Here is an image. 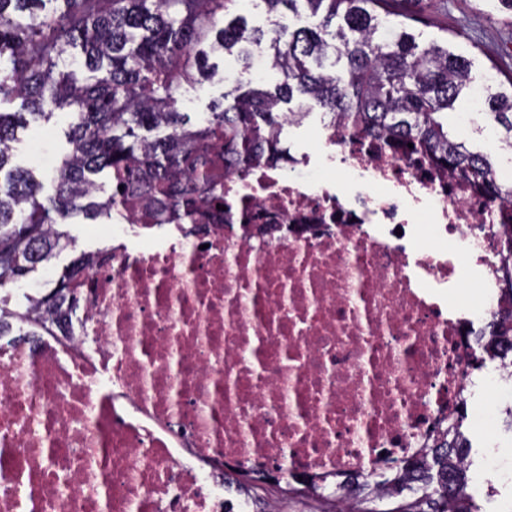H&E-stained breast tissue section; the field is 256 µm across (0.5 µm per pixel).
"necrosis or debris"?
<instances>
[{
    "mask_svg": "<svg viewBox=\"0 0 512 512\" xmlns=\"http://www.w3.org/2000/svg\"><path fill=\"white\" fill-rule=\"evenodd\" d=\"M224 205L136 246L124 212L70 328L0 337V512H224L225 471L365 474L455 413L476 323L512 303L511 206L342 126L225 171ZM463 257L468 317L448 298ZM496 228H502L504 239L501 241L500 272L502 281L507 286L503 288L506 295L512 300V222L510 224H496Z\"/></svg>",
    "mask_w": 512,
    "mask_h": 512,
    "instance_id": "4bbe7bcc",
    "label": "necrosis or debris"
}]
</instances>
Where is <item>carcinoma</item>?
<instances>
[{"mask_svg":"<svg viewBox=\"0 0 512 512\" xmlns=\"http://www.w3.org/2000/svg\"><path fill=\"white\" fill-rule=\"evenodd\" d=\"M239 0H0V289L15 284L75 246L67 226L81 217L140 211L145 227L190 230L223 213L226 169L245 170L266 154L286 159L281 110L298 99L331 123L422 152L512 204V185L488 180V156L448 127V115L480 93L481 115L505 130L512 152V78L473 84L470 62L433 40L407 32L399 0H259L269 26L231 16ZM304 6L318 23L298 26ZM261 51L281 81L248 88L226 107L211 105L193 123L179 111L184 84L209 79L211 54L234 55L248 68ZM71 117L69 150L49 175L51 191L30 169L11 166L18 128ZM106 174L115 192L101 195ZM123 189H118V186ZM503 229L500 272L512 298V223ZM112 250L80 254L50 289L27 296L22 311L0 303V336H26L62 324L75 281ZM475 344L489 357L512 356V309ZM459 408L418 456L390 459L378 473L304 477L288 491L336 503V512H479L467 471L471 446Z\"/></svg>","mask_w":512,"mask_h":512,"instance_id":"carcinoma-1","label":"carcinoma"}]
</instances>
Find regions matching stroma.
I'll return each instance as SVG.
<instances>
[{
    "label": "stroma",
    "instance_id": "obj_1",
    "mask_svg": "<svg viewBox=\"0 0 512 512\" xmlns=\"http://www.w3.org/2000/svg\"><path fill=\"white\" fill-rule=\"evenodd\" d=\"M399 7L419 18L410 27L412 33L446 42L450 51L468 59L476 81L494 71L503 79L512 76V11L503 9L498 0H401ZM68 122L67 114L59 112L49 124L21 132L18 162L32 165L36 154L55 162L65 146ZM71 231L77 238L75 249L61 252L49 267L0 290V298L10 308H24L27 295L45 279L58 277L79 252H94L112 242L105 223L75 224ZM493 368L489 360L471 375L465 422L473 444L469 476L481 512H512V418L507 415L512 408V383L487 386Z\"/></svg>",
    "mask_w": 512,
    "mask_h": 512
}]
</instances>
